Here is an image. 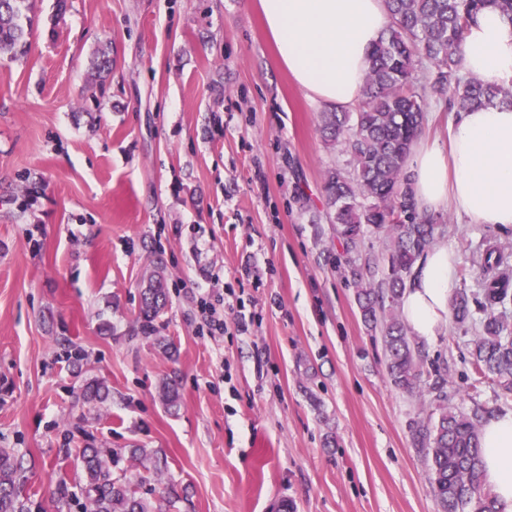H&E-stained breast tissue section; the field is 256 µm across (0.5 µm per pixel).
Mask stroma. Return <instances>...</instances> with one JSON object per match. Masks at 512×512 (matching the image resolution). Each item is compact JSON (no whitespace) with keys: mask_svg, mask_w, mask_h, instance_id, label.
<instances>
[{"mask_svg":"<svg viewBox=\"0 0 512 512\" xmlns=\"http://www.w3.org/2000/svg\"><path fill=\"white\" fill-rule=\"evenodd\" d=\"M28 6L24 53L0 55V448L22 457L25 494L59 512L77 449L142 445L188 486L187 512H440L408 431L423 402L390 385L336 270L322 185L346 156L254 0ZM440 217L456 286L479 300L477 257L512 254V228ZM159 258L173 359L133 332ZM204 288L223 331L202 327ZM473 334L447 323L428 359L449 361L460 407L511 411L471 363ZM172 374L175 413L159 397ZM89 379L105 402L82 401Z\"/></svg>","mask_w":512,"mask_h":512,"instance_id":"35a3bbf8","label":"stroma"}]
</instances>
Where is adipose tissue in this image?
Here are the masks:
<instances>
[{
    "label": "adipose tissue",
    "instance_id": "ef3b65f1",
    "mask_svg": "<svg viewBox=\"0 0 512 512\" xmlns=\"http://www.w3.org/2000/svg\"><path fill=\"white\" fill-rule=\"evenodd\" d=\"M279 60L315 101L356 104L365 92L368 58L389 24L383 0H258ZM465 73L489 81L512 78V24L494 7L468 28ZM411 186L419 212L449 209L474 224L512 226V108L461 113L446 143L420 140L412 153ZM458 258L447 246L418 261L401 314L413 336L430 339L446 326ZM483 470L500 512H512V411L481 425Z\"/></svg>",
    "mask_w": 512,
    "mask_h": 512
}]
</instances>
